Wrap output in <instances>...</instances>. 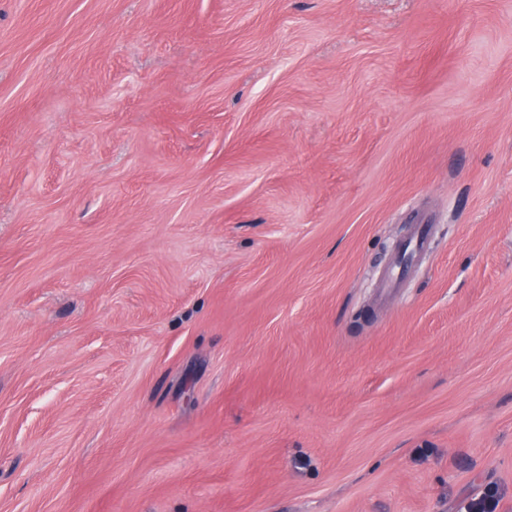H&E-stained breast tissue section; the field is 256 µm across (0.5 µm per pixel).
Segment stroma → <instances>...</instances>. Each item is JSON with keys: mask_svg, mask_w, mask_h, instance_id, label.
I'll use <instances>...</instances> for the list:
<instances>
[{"mask_svg": "<svg viewBox=\"0 0 512 512\" xmlns=\"http://www.w3.org/2000/svg\"><path fill=\"white\" fill-rule=\"evenodd\" d=\"M490 489L512 0H0V512ZM429 245V227L428 224H416L404 247L403 255L408 258H414L420 255Z\"/></svg>", "mask_w": 512, "mask_h": 512, "instance_id": "1", "label": "stroma"}]
</instances>
